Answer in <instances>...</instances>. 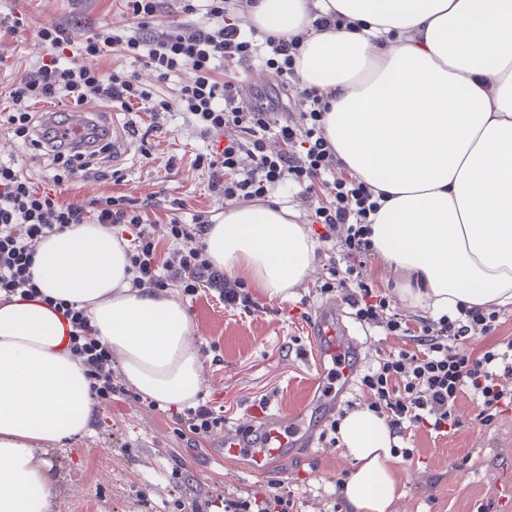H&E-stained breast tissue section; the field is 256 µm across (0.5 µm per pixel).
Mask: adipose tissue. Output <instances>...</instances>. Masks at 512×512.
Listing matches in <instances>:
<instances>
[{"mask_svg":"<svg viewBox=\"0 0 512 512\" xmlns=\"http://www.w3.org/2000/svg\"><path fill=\"white\" fill-rule=\"evenodd\" d=\"M333 12L351 28H315ZM243 15L300 36L296 72L329 103L326 138L385 195L369 238L408 279L404 299L441 313L512 304V0H246ZM204 243L215 268L270 298L301 285L316 255L306 226L275 202L226 208ZM31 270L38 296L0 304V512H51L54 477L37 451L87 434L97 412L56 302L86 310L144 398L181 409L202 389L187 311L133 287L110 230L50 234ZM338 432L357 464L340 490L348 512H392L390 428L356 408Z\"/></svg>","mask_w":512,"mask_h":512,"instance_id":"1","label":"adipose tissue"}]
</instances>
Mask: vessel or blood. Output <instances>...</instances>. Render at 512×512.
Returning <instances> with one entry per match:
<instances>
[{
    "instance_id": "vessel-or-blood-1",
    "label": "vessel or blood",
    "mask_w": 512,
    "mask_h": 512,
    "mask_svg": "<svg viewBox=\"0 0 512 512\" xmlns=\"http://www.w3.org/2000/svg\"><path fill=\"white\" fill-rule=\"evenodd\" d=\"M311 330L322 363L331 365L342 387H349L360 363V349L342 321V313L334 305H323L315 312ZM311 435L299 426H287L283 416L275 413L238 427L225 435L220 453L243 460L251 474L269 472L272 465L288 452L309 448Z\"/></svg>"
}]
</instances>
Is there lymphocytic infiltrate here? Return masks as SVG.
Masks as SVG:
<instances>
[{
  "instance_id": "lymphocytic-infiltrate-1",
  "label": "lymphocytic infiltrate",
  "mask_w": 512,
  "mask_h": 512,
  "mask_svg": "<svg viewBox=\"0 0 512 512\" xmlns=\"http://www.w3.org/2000/svg\"><path fill=\"white\" fill-rule=\"evenodd\" d=\"M126 6L133 26L124 36L101 26L78 47L66 28L41 29L38 37L48 61L12 84L8 123L17 137L28 141L34 131H41L58 172L53 176L54 189L47 191L14 163L0 161V302L37 295L31 265L43 238L79 224H100L117 238L127 239V254L136 272L134 287L158 292L175 286L192 297L207 288L216 291L226 306L250 310L248 295L240 293L238 283L214 268L205 254L201 241L211 224L208 213L185 221L179 216L181 200L164 205L153 195L143 200L125 195L63 200L59 188L65 175L85 171L91 159L106 153L109 134L91 129L86 134L91 149L70 151L59 144L55 127L37 122L31 107L47 99L79 105L93 96L127 110H143L154 118L176 110L201 135L224 139L223 145L211 146L192 161L194 169L206 173L211 193L227 201H258L289 181L305 194L319 196L313 216L314 223L324 228L319 239L340 241L349 259L342 267L330 265V279L323 283V290L342 287L360 323L405 342L403 349L380 354L361 380L369 409L384 418L395 435L406 438L416 427L441 436L459 429L456 405L465 392L473 395L482 425H491L500 413L512 409V388L502 383L504 377L512 376V339H494L498 311L463 306L452 314L411 323L391 312L382 290L363 278L361 268L373 253L369 216L378 203L371 188L345 170L326 139L321 119L327 103L322 95L304 90L299 121L288 118L276 123L270 113L244 105L235 81L221 83L213 77L221 62L247 67L258 58L282 75H293L298 38L266 34L258 40L243 35L230 21L233 0H207L209 24H179L163 30L154 27L160 0H126ZM116 45L125 56L152 68L159 81L184 70L191 71L193 78L172 102L141 85L137 75L122 71L103 75L90 59ZM244 156L251 158L250 167H241ZM161 206L169 212L170 239L180 243L163 259L158 256L155 225L150 220L152 210ZM61 309L72 325L71 349L93 380L94 398L106 403L124 395L125 388L112 369V356L96 339L86 311L66 303ZM479 336L489 337V344L474 347Z\"/></svg>"
}]
</instances>
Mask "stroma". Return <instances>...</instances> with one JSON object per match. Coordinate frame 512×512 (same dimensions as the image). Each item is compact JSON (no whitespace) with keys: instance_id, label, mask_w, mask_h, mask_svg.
<instances>
[{"instance_id":"35a3bbf8","label":"stroma","mask_w":512,"mask_h":512,"mask_svg":"<svg viewBox=\"0 0 512 512\" xmlns=\"http://www.w3.org/2000/svg\"><path fill=\"white\" fill-rule=\"evenodd\" d=\"M3 17L19 25L0 36V160L18 163L41 184L52 167L38 150L23 145L5 120L14 79L44 55L38 30L63 26L79 42L99 26L122 29L131 19L124 0H0ZM236 76L246 104L264 107L272 101L280 111L299 112V82H285L259 61ZM104 117L135 127L131 148L117 162L116 174L65 183L66 199L161 193L184 199L187 214L223 215L224 201L210 196L206 174L190 165L207 140L181 114L162 115L159 133L144 130L140 112L108 109ZM318 248L312 273L293 293L270 299L244 285L257 302L248 314L226 309L209 293L190 297L167 289L193 323V343L203 361L199 399L223 410V429L202 439L176 424L166 408L151 407L132 394L117 397L98 410L90 434L43 450L55 476L52 512H224L221 503L227 497L290 492L297 497L298 512H333L340 501L339 483L356 463L342 446L322 440L330 422L315 405V383L323 367L309 336L310 317L319 305L342 300L339 291H318L327 245ZM362 275L385 290L395 312L410 320L425 316V309L401 298L395 274L379 257H372ZM275 410L304 413L315 436L313 447L266 477L245 473L242 464L218 456L225 431ZM457 412L462 420L458 430L437 437L418 429L407 440L413 456L395 462L401 491L395 512H512V410L485 427L464 394Z\"/></svg>"}]
</instances>
